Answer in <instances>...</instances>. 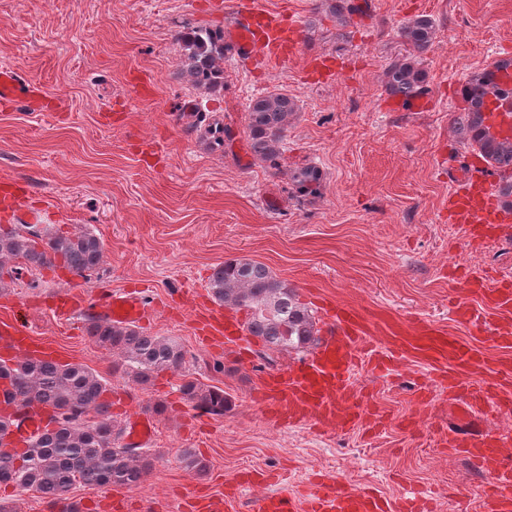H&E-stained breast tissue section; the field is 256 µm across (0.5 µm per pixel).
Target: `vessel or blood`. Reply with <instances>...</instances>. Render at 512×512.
I'll list each match as a JSON object with an SVG mask.
<instances>
[{"instance_id": "b4317fda", "label": "vessel or blood", "mask_w": 512, "mask_h": 512, "mask_svg": "<svg viewBox=\"0 0 512 512\" xmlns=\"http://www.w3.org/2000/svg\"><path fill=\"white\" fill-rule=\"evenodd\" d=\"M233 48L239 58L273 68L297 55L301 44L295 21L284 13L259 12L252 0H240L232 27ZM0 102L32 110L39 97L33 80L22 70L0 67ZM483 111L485 123L500 138L512 136V100L488 97ZM448 221L465 225L471 239H480L490 225L512 222V208L505 206L487 169L468 170L459 188L448 197ZM482 308L457 302L455 314L473 336L487 337L494 346L512 349V284L480 283ZM91 307L115 323L145 321V292H108L96 295ZM324 336L303 359L289 367L265 374L254 396L265 412L279 423L296 425L309 420L326 426H359L365 400L353 391L352 369L366 363L377 373L388 370L397 359L422 361L437 373L436 389L459 398L458 417L471 421L483 409L512 398V362L490 366L481 346L448 336L446 331L419 320L391 317L377 320L348 304L327 302L321 308ZM203 332L223 336L233 344L246 334L242 317L229 308L211 310ZM43 359L27 330L11 321L0 322V359L17 356ZM45 424L36 412L10 430V441L23 447L26 438ZM512 436L475 430L458 439L461 453L479 461L490 475L487 486L488 512H512V458L504 457ZM391 506L377 495L361 489L344 490L333 479L318 487L295 493H275L255 500L253 512H390Z\"/></svg>"}]
</instances>
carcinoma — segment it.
<instances>
[{
	"label": "carcinoma",
	"mask_w": 512,
	"mask_h": 512,
	"mask_svg": "<svg viewBox=\"0 0 512 512\" xmlns=\"http://www.w3.org/2000/svg\"><path fill=\"white\" fill-rule=\"evenodd\" d=\"M329 10L336 23L346 27L353 16L366 13L355 0H332ZM428 17L404 24L398 35L406 55L386 68L387 93L404 104L425 94L424 74L417 58L435 39ZM183 67L193 85L215 89L224 84V30L192 26L178 34ZM497 94V87L472 76L463 87L464 107L453 122V132L466 144L478 147L485 161L501 173L499 186L512 204V140L494 142L482 128L483 99ZM296 103L283 93H268L251 100L247 112L250 148L258 159L279 168L288 125ZM292 180L302 192L317 190L320 172L314 166L295 171ZM103 262V244L88 231L53 233L40 224L0 227V292L18 280L23 270L62 266L87 277ZM213 300L232 309L247 311L249 335L270 349H307L317 341V322L299 302L294 288L265 264L242 256L217 265L209 277ZM89 341L117 358L116 368L145 387L164 371L185 367L186 351L174 338L153 336L134 325H118L101 316L85 319ZM0 378L9 380L7 402L14 417L23 419L34 407L48 410L44 429L27 438L24 448L4 443L12 421L0 416V484L12 483L33 490L59 509L73 507L74 488L139 486L152 468L150 449L125 441L127 428L112 418L111 389L93 370L80 363L40 362L26 358L12 364L0 360ZM182 399L194 409L222 416L229 408L224 390L186 380L179 386Z\"/></svg>",
	"instance_id": "obj_1"
}]
</instances>
